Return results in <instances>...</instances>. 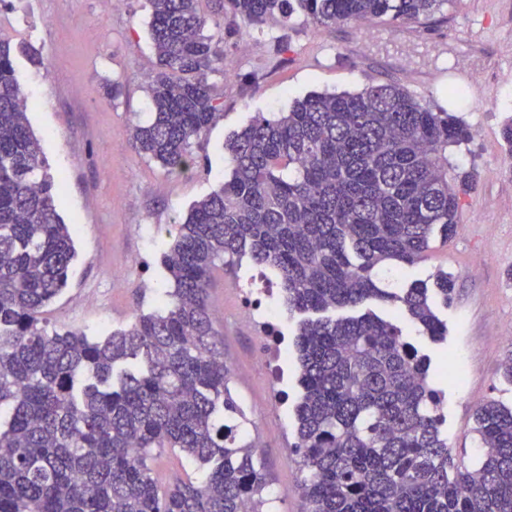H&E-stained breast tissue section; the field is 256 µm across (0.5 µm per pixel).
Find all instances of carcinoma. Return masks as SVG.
<instances>
[{"mask_svg": "<svg viewBox=\"0 0 512 512\" xmlns=\"http://www.w3.org/2000/svg\"><path fill=\"white\" fill-rule=\"evenodd\" d=\"M198 0H146L159 68L148 123L130 138L169 172L221 103L210 74L244 28L294 14L315 30L374 19L428 20L447 0H215L233 17L205 32ZM12 48L0 41V512H267L270 486L230 387L214 327L211 276L243 259L278 278L289 314H313L294 340L300 366L293 447L302 512H512V407L474 412L475 457H454L428 357L400 326L343 308L396 305L431 340L447 327L445 271L383 288L457 231L461 193L448 147L462 121L397 84L313 92L259 114L224 143L229 175L196 202L161 257V309L103 336L48 331L45 312L75 257ZM194 466L171 485L152 462Z\"/></svg>", "mask_w": 512, "mask_h": 512, "instance_id": "1", "label": "carcinoma"}]
</instances>
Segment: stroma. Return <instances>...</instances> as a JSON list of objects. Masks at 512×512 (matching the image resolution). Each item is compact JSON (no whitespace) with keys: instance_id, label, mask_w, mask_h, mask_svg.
Segmentation results:
<instances>
[{"instance_id":"35a3bbf8","label":"stroma","mask_w":512,"mask_h":512,"mask_svg":"<svg viewBox=\"0 0 512 512\" xmlns=\"http://www.w3.org/2000/svg\"><path fill=\"white\" fill-rule=\"evenodd\" d=\"M144 0H0V40L13 48L15 74L29 96V123L48 173L61 182L59 213L77 225L76 257L66 288L49 306L50 327L89 336L126 327L161 306L170 287L160 255L191 206L223 179L224 143L259 114L287 111L312 91L404 86L436 110L461 115L470 141L448 149V173L469 182L459 228L434 243L417 265L392 276L402 288L437 271L452 273L455 293L440 317L448 333L431 343L411 324L408 341L430 357V372L458 371L440 383L444 431L452 451L473 448L474 412L491 399L512 406L502 365L512 355V156L501 140L512 119V0H447L426 24L387 23L313 32L302 17L251 27L247 50L229 53L210 80L224 101L196 139L187 170L171 173L132 148L127 129L147 117L145 87L156 57ZM288 41L291 53L277 51ZM121 87L117 98L106 87ZM463 94L453 97L449 90ZM484 257L473 270L475 257ZM250 261L217 269L210 288L216 329L232 387L258 440L257 454L274 488H287L273 512H301L300 455L293 446L299 368L288 358L272 386L256 360L242 290Z\"/></svg>"}]
</instances>
